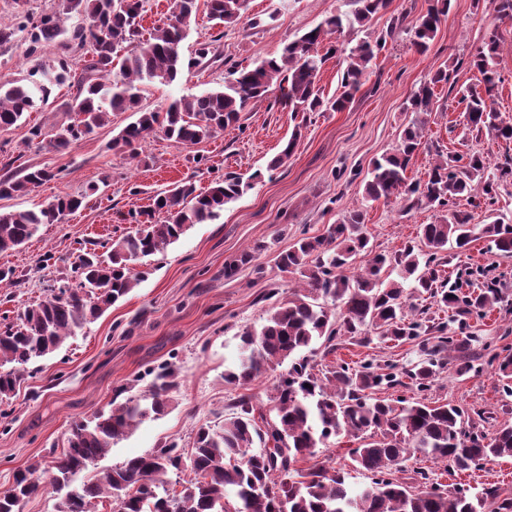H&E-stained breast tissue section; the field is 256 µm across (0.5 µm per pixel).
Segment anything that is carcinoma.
<instances>
[{
	"label": "carcinoma",
	"mask_w": 512,
	"mask_h": 512,
	"mask_svg": "<svg viewBox=\"0 0 512 512\" xmlns=\"http://www.w3.org/2000/svg\"><path fill=\"white\" fill-rule=\"evenodd\" d=\"M350 15H332L289 42L278 58L263 59L249 67L232 66L224 88L199 95H183L162 110L141 106L143 87L170 85L182 74L202 64L212 53V43L200 44L196 57L186 59L182 43L198 12V0H172L169 14L148 36L140 31L144 0H61L57 8L38 15L15 0L16 26H0V45L23 33L28 56L57 43L63 49L53 66L34 65L28 75L0 80V131L25 120L37 103L49 100L53 90L71 82L72 56L80 52L86 77L74 85L63 102L70 119L54 128L50 144L65 150L110 122L114 112H130L135 120L112 140V148L139 156L145 136L161 132L184 146L196 145L240 120L245 107L266 96L278 82V103L294 113L341 111L354 99L368 76L372 61L385 50L392 33L369 37L349 49L340 93L323 99L317 78L328 57L337 52L330 36L344 27L364 25L391 0H352ZM451 0H434L411 19L412 42L418 52L428 50L446 19ZM208 19L216 25L238 22L248 0H206ZM77 23L64 27L63 18ZM497 32L467 61L485 83L494 85L500 54ZM448 67L438 68L412 96L407 109L416 117L399 133L394 149L371 162L365 193L372 201L403 198L405 211L425 205L438 212L436 220L420 227V248L406 244L393 253L373 250L366 231V212L351 210L316 236L302 234L275 259L283 272L298 274L305 292L271 291L276 298L258 329L241 333L240 364L226 374L227 383L245 387L272 374L270 396L274 419L265 428L255 421L251 397L241 395L234 412L217 427H198L189 448L175 440L143 455L126 459L92 478L75 484L76 477L106 457L112 446L144 420L167 410L179 388L178 376L166 363L150 370L153 379L136 396L122 385L109 408H98L71 425L67 445L51 454L45 464L33 463L17 470L11 486L0 490V512H20V503L51 495L59 500L58 512H98L99 504L120 499L122 512H512V497L500 488H484L472 496L460 488H447L428 472L415 471L409 486L395 474L405 471L411 456L421 454L446 462L457 471L482 462L512 457V423L506 421L492 433L465 427L466 409L456 404L432 405L424 393L436 382L440 370L453 366L464 376L477 369L476 344L470 331L500 304V291L489 285L479 292L463 293L444 277L448 251L469 249L478 238L493 243L499 254L512 257V224L488 216L483 224L473 215L453 208L472 191V182L485 179L484 194L492 195L496 180L512 175L504 166L497 176L485 177L488 165L480 153L465 157L439 155L423 183L407 182V169L422 148L424 115L432 111L434 87L449 81ZM472 128L512 140V123L504 120L493 103L477 93L462 97ZM299 132H294L271 160L269 169L281 167L293 154ZM54 174L45 167L26 166L22 175L0 178V198L26 196ZM249 184L226 176L205 192L183 182L155 196L153 207L131 215L135 230L113 240L103 253L98 242L86 240L75 249L71 274L47 285L49 296L28 305L14 321L0 318V399L9 397L34 371L39 360L58 351L91 320L125 298L142 273L135 261L154 255L180 239L194 224L216 220L224 205L239 198ZM92 185L84 193L56 195L36 209H0V252L16 251L28 243L44 224H58L95 195ZM163 218L154 219V213ZM265 250L262 243L224 263V278H234L241 267ZM367 257L359 272L351 262ZM398 270L399 279L382 277L386 268ZM435 299L439 308L452 312L457 329L428 316V309L408 302L406 283ZM383 339L417 341L420 360L402 371L406 384L388 366L377 372L370 362L341 363L318 369L311 355L317 348L327 355L336 339L358 344L371 341L370 332ZM309 354H304V351ZM504 386L512 382V355L494 356ZM287 372H278L283 363ZM403 386L412 390L396 403L373 397V391ZM359 440L351 449L354 469L369 482L353 486L348 473L316 463L307 469L296 464L315 453L332 437ZM264 448L254 450L255 442ZM195 478L178 493L169 489L168 475L180 474L183 461Z\"/></svg>",
	"instance_id": "cac0c4a2"
}]
</instances>
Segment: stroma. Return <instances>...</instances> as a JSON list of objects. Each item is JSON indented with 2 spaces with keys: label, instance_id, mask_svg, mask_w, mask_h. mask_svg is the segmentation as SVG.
<instances>
[{
  "label": "stroma",
  "instance_id": "1",
  "mask_svg": "<svg viewBox=\"0 0 512 512\" xmlns=\"http://www.w3.org/2000/svg\"><path fill=\"white\" fill-rule=\"evenodd\" d=\"M432 2L392 0L365 26L335 34L339 47L347 50L366 36L396 29L373 61L365 85L339 112L293 114L278 104L279 91L273 88L266 98L249 104L235 126L211 139L188 147L157 134L146 140L135 161L112 147L113 138L131 120L127 112L113 113L111 124L61 151L46 141H29V126L40 125L49 136L66 120L60 104L68 91L62 88L29 113L25 124L0 131V165L17 156L22 164L40 165L54 174L27 196L0 199V208L31 209L56 195L99 187L85 207L62 223L43 225L23 249L0 252V268H13L18 276L14 285L0 288V317L16 318L28 303L45 298L46 281L69 273L78 242L115 239L131 231L130 212L145 209L157 192L181 181L204 191L227 173L253 181L251 189L225 205L217 220L193 225L163 252L143 258L137 268L144 276L123 300L41 360L39 373L0 400V489L11 485L15 470L41 460L50 448H64L72 421L106 406L117 386L133 380L138 389H146L147 371L163 363L176 368L180 381L171 407L114 444L102 467L150 452L172 438L189 447L199 425L223 423L230 400L242 392L251 396L257 415L270 418L271 378H258L242 389L228 384L225 375L237 361L243 329L260 328L265 321L268 305L261 302V294L272 288L288 290L298 280L277 268L276 255L301 233L321 234L354 209L366 210V228L376 250L392 253L417 241L421 225L435 221V210L406 209L400 198L367 199L369 164L394 147L399 130L413 117L409 101L428 74L469 58L493 31L502 46L494 99L503 119L512 122V20L499 18L490 0H452L437 38L421 54L396 19L409 9L424 12ZM352 9L351 0H250L244 17L222 28L213 26L206 10H199L183 54L191 56L198 43L212 40L217 58L183 71L172 85L147 87L142 104L154 109L174 97L222 88L230 66L279 56L288 42L324 18ZM434 93L424 144L407 171L409 180H425L440 153L478 151L491 167L512 164V140L473 130L457 90L439 85ZM296 129L301 137L292 156L280 168L269 169V161ZM457 207L478 220L492 212L512 223V177L499 182L491 199L481 184H474L471 196L458 200ZM258 242L266 246L257 259L263 274L246 266L235 278L225 279V260ZM489 264L507 303L475 322L473 331L493 355L512 352V257L499 255L488 240L480 239L453 256L448 270ZM418 356L416 343L409 340L396 344L375 338L359 345L344 339L318 363L368 360L402 368ZM426 399L486 412L481 427L488 432L512 421V396L503 392L496 370L486 365L462 377L444 369ZM421 466L447 486L462 485L477 493L495 485L512 495V458L450 472L444 463L416 455L408 461L404 479H411L413 469Z\"/></svg>",
  "mask_w": 512,
  "mask_h": 512
}]
</instances>
